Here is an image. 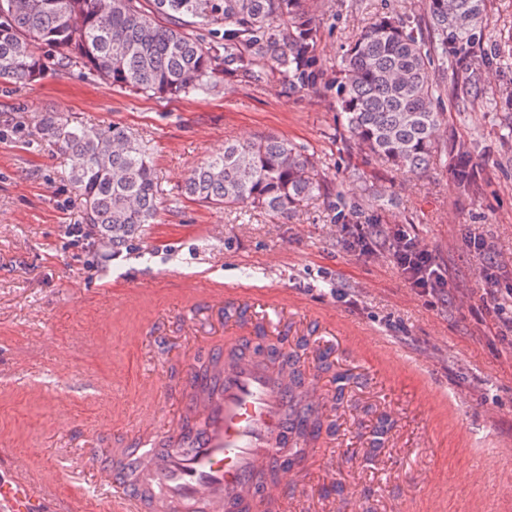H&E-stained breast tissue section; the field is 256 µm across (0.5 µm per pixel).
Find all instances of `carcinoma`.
I'll list each match as a JSON object with an SVG mask.
<instances>
[{
  "mask_svg": "<svg viewBox=\"0 0 512 512\" xmlns=\"http://www.w3.org/2000/svg\"><path fill=\"white\" fill-rule=\"evenodd\" d=\"M317 0H0V83L26 84L82 71L131 93L205 99L226 83H273L284 98L329 96L362 152L412 174L441 165L463 192L474 187L473 143L441 135L448 76L486 38V0H420L414 15L381 12L342 49L333 76L320 62L326 29ZM512 105L480 86L462 106ZM41 138L73 156L67 181L102 248L124 247L159 213L153 157L127 130L71 125L36 116ZM303 147L276 136L230 142L194 166L184 195L208 206L261 209L288 219L320 191ZM308 343L282 355L301 377ZM298 437L313 442L324 424L296 394L289 405Z\"/></svg>",
  "mask_w": 512,
  "mask_h": 512,
  "instance_id": "carcinoma-1",
  "label": "carcinoma"
}]
</instances>
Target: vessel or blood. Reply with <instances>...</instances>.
Segmentation results:
<instances>
[{"label":"vessel or blood","instance_id":"obj_1","mask_svg":"<svg viewBox=\"0 0 512 512\" xmlns=\"http://www.w3.org/2000/svg\"><path fill=\"white\" fill-rule=\"evenodd\" d=\"M263 296L234 331L209 341L206 363L176 386L182 422L158 424L152 408L125 447L83 451L86 465L112 492V512H286L287 501L262 483L297 442L288 417L294 392L288 363L263 362L250 350L286 305ZM80 512L43 471L20 466L0 448V512Z\"/></svg>","mask_w":512,"mask_h":512}]
</instances>
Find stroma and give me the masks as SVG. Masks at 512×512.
I'll return each instance as SVG.
<instances>
[{"label":"stroma","mask_w":512,"mask_h":512,"mask_svg":"<svg viewBox=\"0 0 512 512\" xmlns=\"http://www.w3.org/2000/svg\"><path fill=\"white\" fill-rule=\"evenodd\" d=\"M322 0L321 63L383 8L417 0ZM479 50L456 80L487 94L512 90V0H487ZM53 112L77 125L122 126L152 153L162 204L119 253L93 256L83 201L64 179L72 166L34 133ZM512 110L448 103V137L476 145L477 189L460 194L443 168L403 173L336 133L329 98L279 95L274 84H238L205 100L135 95L78 72L0 86V444L41 466L87 512L111 494L82 467L86 448L111 450L137 431L154 395L201 360L210 337L238 316L207 304L206 289L279 290L300 340L322 343L351 373L336 401L338 434L322 436L300 472L280 476L288 512H512V331L496 303H512ZM271 134L303 145L321 185L296 216L209 207L180 195L191 168L225 141ZM344 194L353 224L394 225L447 274L443 294L410 288L388 243L361 255L351 226L335 220ZM480 238L481 251L468 236ZM385 443L369 453L380 418ZM332 456V477L319 470Z\"/></svg>","instance_id":"stroma-1"}]
</instances>
